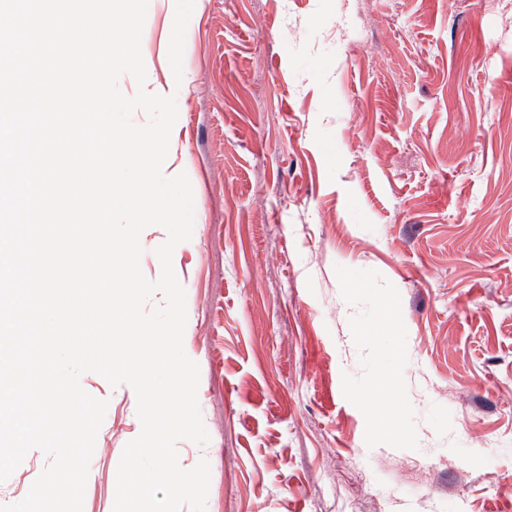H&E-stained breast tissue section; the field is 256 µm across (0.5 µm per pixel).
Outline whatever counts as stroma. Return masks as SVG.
<instances>
[{
  "label": "stroma",
  "mask_w": 512,
  "mask_h": 512,
  "mask_svg": "<svg viewBox=\"0 0 512 512\" xmlns=\"http://www.w3.org/2000/svg\"><path fill=\"white\" fill-rule=\"evenodd\" d=\"M175 0L147 14L165 83ZM165 172L199 366L206 512H512V16L484 0H199ZM107 400L83 512H113L137 398ZM49 458L0 483L21 501Z\"/></svg>",
  "instance_id": "1"
}]
</instances>
